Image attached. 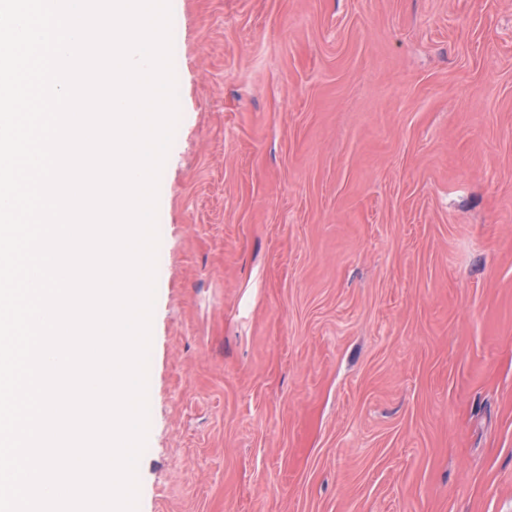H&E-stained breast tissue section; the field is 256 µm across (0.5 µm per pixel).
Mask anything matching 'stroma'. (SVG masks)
Listing matches in <instances>:
<instances>
[{
	"mask_svg": "<svg viewBox=\"0 0 512 512\" xmlns=\"http://www.w3.org/2000/svg\"><path fill=\"white\" fill-rule=\"evenodd\" d=\"M138 512H512V0H170Z\"/></svg>",
	"mask_w": 512,
	"mask_h": 512,
	"instance_id": "1",
	"label": "stroma"
}]
</instances>
